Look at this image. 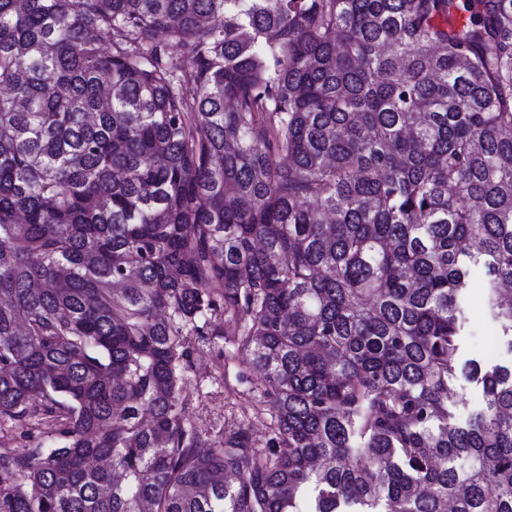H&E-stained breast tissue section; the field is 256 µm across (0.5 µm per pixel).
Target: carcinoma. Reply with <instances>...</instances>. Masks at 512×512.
Returning a JSON list of instances; mask_svg holds the SVG:
<instances>
[{"label": "carcinoma", "mask_w": 512, "mask_h": 512, "mask_svg": "<svg viewBox=\"0 0 512 512\" xmlns=\"http://www.w3.org/2000/svg\"><path fill=\"white\" fill-rule=\"evenodd\" d=\"M458 12L0 0V419L52 440L0 512H512V364L460 361L474 286L512 353V0ZM216 342V345L193 343L192 367L183 392L189 414L202 429L242 423L251 427L255 438L262 443L271 432L273 420L260 402L259 382L238 357L226 360L224 367L218 356V349H225L224 340ZM240 372L248 377L243 384L236 380ZM224 374L229 390L224 388ZM458 417L463 423L468 421L472 415L482 409L484 404L482 391L475 383L464 379L461 380L457 392Z\"/></svg>", "instance_id": "obj_1"}]
</instances>
